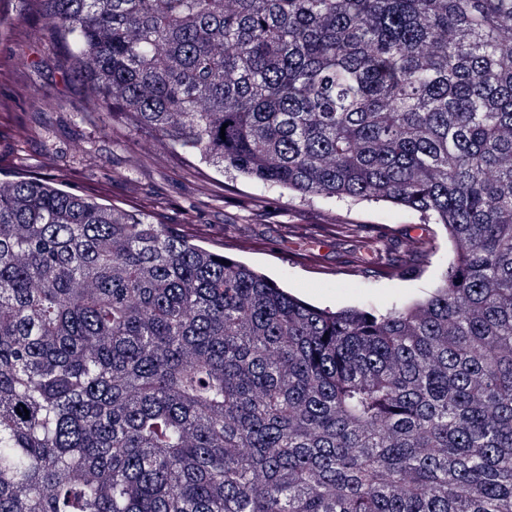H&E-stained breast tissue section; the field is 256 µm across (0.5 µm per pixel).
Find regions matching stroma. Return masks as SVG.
Listing matches in <instances>:
<instances>
[{
  "label": "stroma",
  "mask_w": 512,
  "mask_h": 512,
  "mask_svg": "<svg viewBox=\"0 0 512 512\" xmlns=\"http://www.w3.org/2000/svg\"><path fill=\"white\" fill-rule=\"evenodd\" d=\"M80 79L33 0H0V166L52 173L245 263L311 305L386 310L426 298L448 265L443 225L387 202L308 201L198 164L111 113L82 120Z\"/></svg>",
  "instance_id": "stroma-1"
}]
</instances>
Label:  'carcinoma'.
<instances>
[{"instance_id":"carcinoma-1","label":"carcinoma","mask_w":512,"mask_h":512,"mask_svg":"<svg viewBox=\"0 0 512 512\" xmlns=\"http://www.w3.org/2000/svg\"><path fill=\"white\" fill-rule=\"evenodd\" d=\"M36 5L83 118L453 254L424 300L332 311L0 180V512H512V0Z\"/></svg>"}]
</instances>
